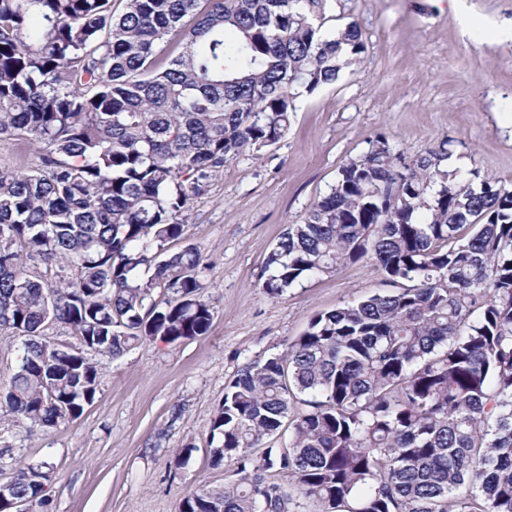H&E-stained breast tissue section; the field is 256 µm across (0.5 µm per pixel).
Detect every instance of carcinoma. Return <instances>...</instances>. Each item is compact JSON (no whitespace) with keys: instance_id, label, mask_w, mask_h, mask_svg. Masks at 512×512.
Returning <instances> with one entry per match:
<instances>
[{"instance_id":"carcinoma-1","label":"carcinoma","mask_w":512,"mask_h":512,"mask_svg":"<svg viewBox=\"0 0 512 512\" xmlns=\"http://www.w3.org/2000/svg\"><path fill=\"white\" fill-rule=\"evenodd\" d=\"M327 2L0 0V137L38 150L0 170V331L23 338L0 412L55 428L95 398L85 352L208 332L187 213L365 52L356 26L326 32ZM451 156L380 134L288 225L264 293L364 259L393 289L240 370L210 427L236 479L178 512H512V188L457 180ZM7 469L0 512H42L53 463L7 446Z\"/></svg>"}]
</instances>
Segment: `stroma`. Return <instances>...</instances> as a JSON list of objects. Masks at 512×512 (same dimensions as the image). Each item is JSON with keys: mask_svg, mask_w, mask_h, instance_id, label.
<instances>
[{"mask_svg": "<svg viewBox=\"0 0 512 512\" xmlns=\"http://www.w3.org/2000/svg\"><path fill=\"white\" fill-rule=\"evenodd\" d=\"M465 9L466 26L436 0H331L326 28L357 24L361 60L299 97L286 135L227 163L191 205L185 238L207 263L208 332L158 336L116 360L91 354L95 399L58 427L0 417V445L54 463L50 512H177L191 490L223 485L230 472L212 464L210 426L225 387L246 363L285 352L315 314L383 286L366 262L275 297L259 286L280 235L378 134L411 158L447 143L461 175L512 188V42L493 35L512 20V0H465ZM186 446L190 459L174 466Z\"/></svg>", "mask_w": 512, "mask_h": 512, "instance_id": "35a3bbf8", "label": "stroma"}]
</instances>
